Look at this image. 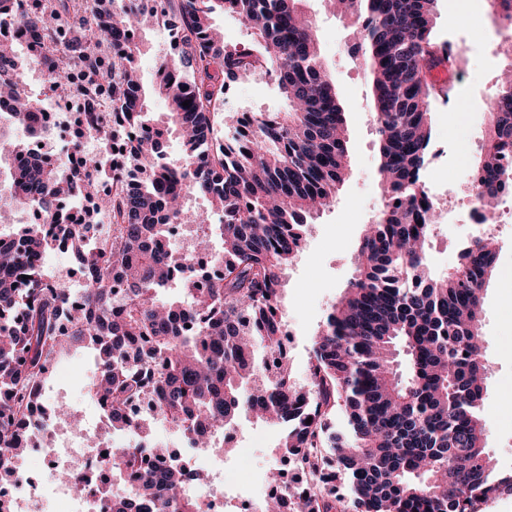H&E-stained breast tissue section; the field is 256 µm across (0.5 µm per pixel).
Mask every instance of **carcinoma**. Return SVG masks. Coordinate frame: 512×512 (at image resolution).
Returning <instances> with one entry per match:
<instances>
[{
	"label": "carcinoma",
	"instance_id": "cac0c4a2",
	"mask_svg": "<svg viewBox=\"0 0 512 512\" xmlns=\"http://www.w3.org/2000/svg\"><path fill=\"white\" fill-rule=\"evenodd\" d=\"M17 0L12 22L27 40L48 44L42 60L19 57L0 42V167L15 163L0 187V217L17 209L42 217L0 236V469L37 442L48 423L27 424L43 401L49 365L66 350L90 346L97 372L90 393L103 410L112 442L102 463L137 481L101 492L107 512H206L183 491L200 469L168 460L164 448L141 445L152 422L129 407L148 395L155 420L192 448L216 447L215 435L243 414L284 429L282 448L305 476L297 492L270 496L264 512H348L331 503L320 467L348 483L354 512H482L489 499L512 498V474L497 472L482 418L485 365L481 320L498 252L479 236L444 277L429 267L425 244L442 209L429 203L421 175L432 139L430 112L438 91L430 72L456 67L435 38L436 0H338L362 52L379 142L385 205L361 238L356 275L315 337L309 382H294L283 353L278 316L281 273L300 250L314 214L329 208L350 169L348 130L336 81L323 67L303 0ZM512 29V0H488ZM235 14L247 44L224 43L212 15ZM173 19L174 48L156 58L154 92L165 119L145 120V92L136 57L147 21ZM41 64L50 90L69 95L63 73L83 66L105 83L112 113L142 136L126 156L129 189L99 200L112 215L100 249L83 242L95 232L61 210L62 198L88 193L110 166L109 137L73 168L55 153L26 165L42 101L27 73ZM261 75L288 101L283 115L258 113L243 131L238 116L214 136V117L230 82ZM189 106H183L184 101ZM175 134L183 155L168 158ZM512 79L489 105L472 193L490 208L512 191ZM206 197L224 215L216 225L221 275L197 280L192 257L174 249L172 224H205L208 214L184 206ZM68 243L86 277L84 302L61 328L59 309L71 288L53 285L38 258ZM174 284L184 296L165 299ZM191 324L186 329L185 324ZM278 353L275 374L263 373L257 349ZM343 406L348 430L330 421Z\"/></svg>",
	"mask_w": 512,
	"mask_h": 512
}]
</instances>
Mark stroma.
Here are the masks:
<instances>
[{"label":"stroma","instance_id":"obj_1","mask_svg":"<svg viewBox=\"0 0 512 512\" xmlns=\"http://www.w3.org/2000/svg\"><path fill=\"white\" fill-rule=\"evenodd\" d=\"M303 8L346 112L351 169L335 203L307 225L300 251L282 272L279 317L289 338L288 366L299 383L309 378L312 340L354 277L353 250L381 204L379 146L370 88L364 63L351 49L350 24L329 11L324 0H304ZM435 12L438 42L452 44L463 59L453 71L449 93L438 97L431 114L432 145L441 154L427 165L428 188L440 198L441 208H452L453 213L433 229L428 259L434 273L444 274L456 264V239L477 232L464 221L462 202L470 192L467 173L472 161L463 150L462 130L468 127L480 133L487 106L498 90L497 78L507 61L499 52L503 29L487 0H436ZM287 108L274 82L259 77L231 84L222 106L227 115L283 112ZM481 332L486 367L482 407L486 447L498 472L512 473V296L501 288L498 276L485 291ZM93 358L91 350L80 348L55 363L47 375L46 400L51 407L60 403L69 406L91 432L105 425L89 393ZM232 431L225 463L239 456L253 460L251 473L256 481L274 469L283 480L298 478L294 463L280 448V428L244 417Z\"/></svg>","mask_w":512,"mask_h":512}]
</instances>
